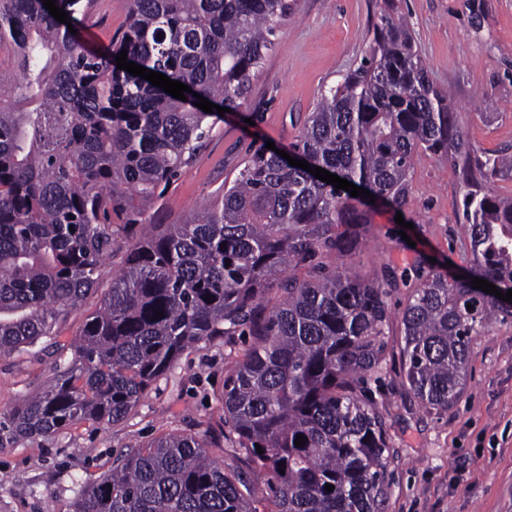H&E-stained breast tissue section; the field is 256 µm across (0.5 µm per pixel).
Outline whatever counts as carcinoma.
<instances>
[{
  "label": "carcinoma",
  "instance_id": "carcinoma-1",
  "mask_svg": "<svg viewBox=\"0 0 512 512\" xmlns=\"http://www.w3.org/2000/svg\"><path fill=\"white\" fill-rule=\"evenodd\" d=\"M93 3L56 0L67 25L42 0H0V46L14 63L0 70V357L57 344L116 240L125 248L71 363L0 422V445L118 422L186 351L222 336L242 345L220 397L237 465L211 457L205 435L165 434L118 458L74 512H384L393 365L423 410L446 411L467 388L475 338L512 320V304L471 287L478 277L512 289V196L494 188L512 157L477 153L407 24L384 13L368 54L321 93L292 153L395 206L419 151L450 155L473 256L466 275L429 272L393 313L387 270L363 277L323 261L360 250L365 203L265 148L196 219L144 224L214 129L218 111L196 107L193 93L239 109L290 4L129 0L125 27L94 54L68 30ZM124 49L188 85L187 100L118 69ZM251 472L263 476L261 499Z\"/></svg>",
  "mask_w": 512,
  "mask_h": 512
}]
</instances>
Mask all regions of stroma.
Listing matches in <instances>:
<instances>
[{
    "label": "stroma",
    "instance_id": "obj_1",
    "mask_svg": "<svg viewBox=\"0 0 512 512\" xmlns=\"http://www.w3.org/2000/svg\"><path fill=\"white\" fill-rule=\"evenodd\" d=\"M410 27L430 80L452 92L457 121L485 153L512 154V0H294L288 21L253 78L245 104L218 117L195 161L146 212L148 224L193 220L221 199L248 150L291 148L322 90L356 69L383 9ZM127 0H95L84 24L107 50L128 17ZM254 121L246 130V121ZM404 205L371 203V230L348 267L369 274L387 265L389 304L399 311L419 272L462 275V194L448 156L418 153ZM411 223L401 237L395 222ZM93 292L59 329L61 347L0 357V421L72 358L69 343L99 306ZM235 357L223 338L207 339L159 377L117 423L81 422L46 437L0 446V512H74L87 486L116 458L175 432L217 437L220 394ZM468 387L445 412L418 408L401 386L386 405L397 452L386 512H512V323H497L470 350Z\"/></svg>",
    "mask_w": 512,
    "mask_h": 512
}]
</instances>
